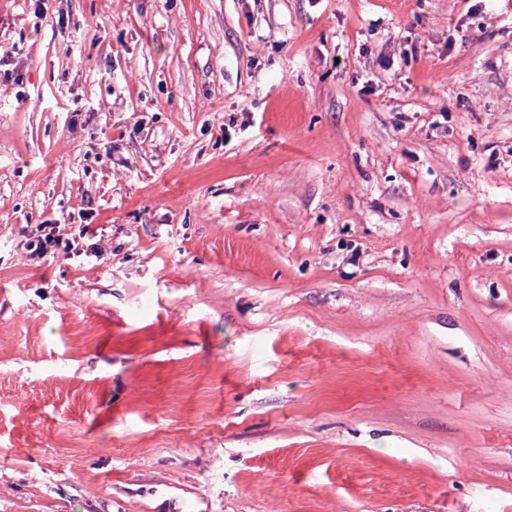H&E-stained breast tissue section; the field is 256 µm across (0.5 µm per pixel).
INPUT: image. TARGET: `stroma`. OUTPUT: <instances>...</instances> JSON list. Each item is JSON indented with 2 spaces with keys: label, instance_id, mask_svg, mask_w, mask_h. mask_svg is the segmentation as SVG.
<instances>
[{
  "label": "stroma",
  "instance_id": "stroma-1",
  "mask_svg": "<svg viewBox=\"0 0 512 512\" xmlns=\"http://www.w3.org/2000/svg\"><path fill=\"white\" fill-rule=\"evenodd\" d=\"M0 512H512V0H0ZM60 224H36L31 230L28 247L31 256L43 258L47 255L67 257L74 250L75 238H70L60 229Z\"/></svg>",
  "mask_w": 512,
  "mask_h": 512
}]
</instances>
